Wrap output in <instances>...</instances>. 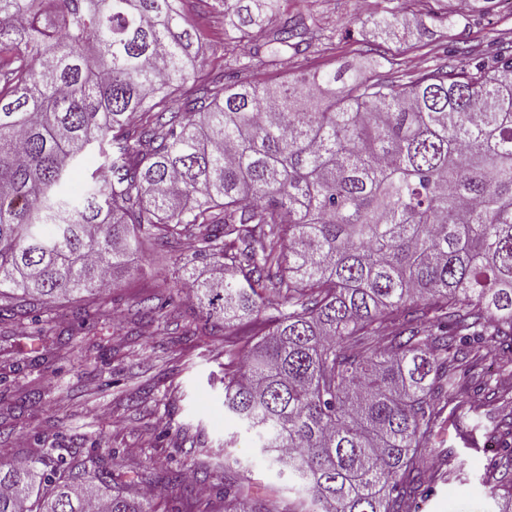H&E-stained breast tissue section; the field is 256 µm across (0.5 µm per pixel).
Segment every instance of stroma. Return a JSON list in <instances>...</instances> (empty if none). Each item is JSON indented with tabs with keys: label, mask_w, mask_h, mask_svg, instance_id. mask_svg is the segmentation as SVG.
<instances>
[{
	"label": "stroma",
	"mask_w": 512,
	"mask_h": 512,
	"mask_svg": "<svg viewBox=\"0 0 512 512\" xmlns=\"http://www.w3.org/2000/svg\"><path fill=\"white\" fill-rule=\"evenodd\" d=\"M391 12L399 25L383 40L373 21ZM188 16L201 46L205 70L232 69L237 56L252 52L284 18L304 21L314 30V51L287 55L270 64L254 54L248 75L264 82L286 80L300 72L365 73L378 56L381 74L459 67L468 54L491 44H512V0H373L361 10L358 0H280V11L263 32H251L235 45L218 36L230 29L222 9L205 17ZM191 241L177 249L149 242L135 256V268L111 289L106 303L113 319L79 335L60 356L41 359L31 347V322L0 327V448L9 461L29 464L43 447L55 446L84 458L94 441L115 450L122 472L138 477L139 487L160 489L158 512H177L178 490L166 486L167 468L211 471L238 480L249 477L253 491L278 490L294 498L287 475L256 448L224 411V336L203 335L198 302L177 288L182 266L191 262ZM168 280L177 311L160 322H140L135 312L152 295L154 283ZM497 445L475 429L452 436L450 446L464 463L454 480L433 485L411 512H498L512 485V465L502 464L503 488L491 498L481 482Z\"/></svg>",
	"instance_id": "stroma-1"
}]
</instances>
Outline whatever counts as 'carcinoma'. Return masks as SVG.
<instances>
[{
  "mask_svg": "<svg viewBox=\"0 0 512 512\" xmlns=\"http://www.w3.org/2000/svg\"><path fill=\"white\" fill-rule=\"evenodd\" d=\"M183 0H0V325L51 302L83 326L145 240H194L186 272L224 340V409L310 497L224 485V512H409L422 460L470 418V365L512 336V49L461 69L296 75L258 84L196 68ZM262 27L277 0H213ZM275 51L305 54L290 19ZM192 84V91L176 92ZM95 152L98 170H79ZM174 304L160 292L136 316ZM512 459V388L491 378ZM112 463L45 448L0 461V512H157Z\"/></svg>",
  "mask_w": 512,
  "mask_h": 512,
  "instance_id": "obj_1",
  "label": "carcinoma"
}]
</instances>
